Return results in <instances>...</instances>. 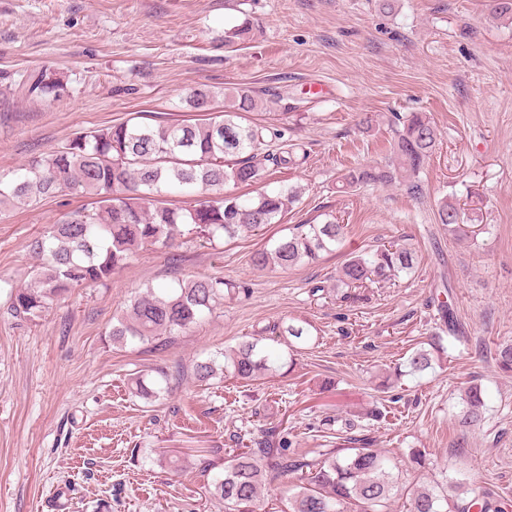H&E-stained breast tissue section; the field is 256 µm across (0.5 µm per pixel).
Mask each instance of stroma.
Segmentation results:
<instances>
[{
	"label": "stroma",
	"instance_id": "stroma-1",
	"mask_svg": "<svg viewBox=\"0 0 512 512\" xmlns=\"http://www.w3.org/2000/svg\"><path fill=\"white\" fill-rule=\"evenodd\" d=\"M245 18L253 40L225 48V28ZM40 70L62 73L68 96L19 97ZM233 84L305 115L275 123L296 158L264 163L259 187L302 194L263 234L142 249L106 284L24 319L8 306L38 262L30 242L89 198L73 190L0 213V512H224L213 482L237 436L258 428L302 454L352 438L394 455L418 448L429 479L512 502V376L496 364L512 343V26L490 18L489 0H397L389 13L377 0H0V101L10 105L0 174L79 131L132 117L196 122L186 92ZM395 112L429 113L438 129L423 196L396 183L339 192L348 167L386 162ZM367 117L369 136L359 130ZM444 197L485 224L476 242L437 223ZM328 215L346 226L338 250L288 270L252 268L267 240ZM389 241L413 250L411 274L350 306L311 295L350 254ZM206 276L242 291L163 348L113 344V317L144 284ZM292 318L312 337L279 374L195 378L197 362ZM439 328L434 369L395 377ZM159 368L172 376L169 397H136L133 373ZM473 384L487 409L468 429L461 394Z\"/></svg>",
	"mask_w": 512,
	"mask_h": 512
}]
</instances>
